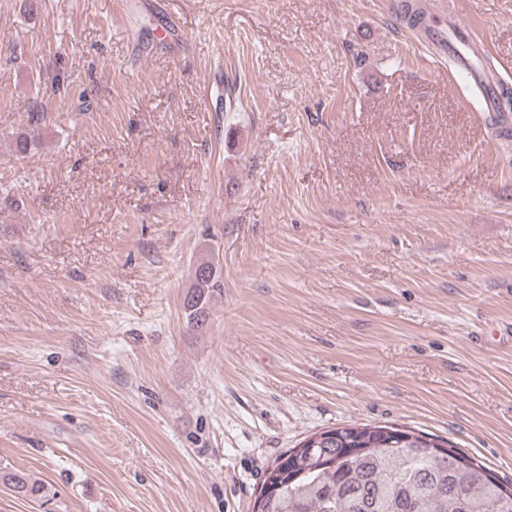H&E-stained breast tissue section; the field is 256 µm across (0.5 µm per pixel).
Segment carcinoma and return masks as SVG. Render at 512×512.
Returning <instances> with one entry per match:
<instances>
[{
	"label": "carcinoma",
	"mask_w": 512,
	"mask_h": 512,
	"mask_svg": "<svg viewBox=\"0 0 512 512\" xmlns=\"http://www.w3.org/2000/svg\"><path fill=\"white\" fill-rule=\"evenodd\" d=\"M42 119L34 113L17 133L19 153L34 145ZM223 292L219 272L202 279L194 271L183 301L187 325L204 330ZM391 428L401 436H382V425L333 427L312 448L282 452L264 471L253 512H512V481L451 444L435 447L431 434ZM0 484L33 501L47 494L43 480L23 471L1 472Z\"/></svg>",
	"instance_id": "obj_1"
}]
</instances>
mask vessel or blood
I'll list each match as a JSON object with an SVG mask.
<instances>
[{
	"label": "vessel or blood",
	"mask_w": 512,
	"mask_h": 512,
	"mask_svg": "<svg viewBox=\"0 0 512 512\" xmlns=\"http://www.w3.org/2000/svg\"><path fill=\"white\" fill-rule=\"evenodd\" d=\"M434 45L444 54L454 58L456 72L464 81L474 82L484 87V104L486 109L495 107V88L480 69V62L485 53L478 41L470 37L455 23H443L442 20L430 24Z\"/></svg>",
	"instance_id": "obj_1"
}]
</instances>
